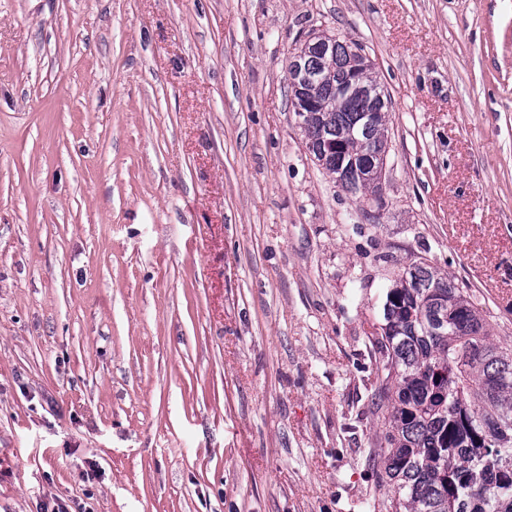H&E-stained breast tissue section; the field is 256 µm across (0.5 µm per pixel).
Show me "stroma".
Wrapping results in <instances>:
<instances>
[{
	"instance_id": "1",
	"label": "stroma",
	"mask_w": 512,
	"mask_h": 512,
	"mask_svg": "<svg viewBox=\"0 0 512 512\" xmlns=\"http://www.w3.org/2000/svg\"><path fill=\"white\" fill-rule=\"evenodd\" d=\"M322 31L389 95L382 205L296 124ZM420 257L512 345V0H0V512H363Z\"/></svg>"
}]
</instances>
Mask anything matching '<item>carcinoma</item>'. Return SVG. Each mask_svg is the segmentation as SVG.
I'll use <instances>...</instances> for the list:
<instances>
[{"label": "carcinoma", "mask_w": 512, "mask_h": 512, "mask_svg": "<svg viewBox=\"0 0 512 512\" xmlns=\"http://www.w3.org/2000/svg\"><path fill=\"white\" fill-rule=\"evenodd\" d=\"M322 81L293 97L309 114L305 145L353 196L380 194L378 155L387 153V116L339 87L358 71L344 41L309 48ZM355 155L356 166L343 165ZM384 305L385 324L368 337L375 358L374 414L384 425L383 474L370 512H512V347L491 340L487 311L468 289L420 258Z\"/></svg>", "instance_id": "cac0c4a2"}]
</instances>
